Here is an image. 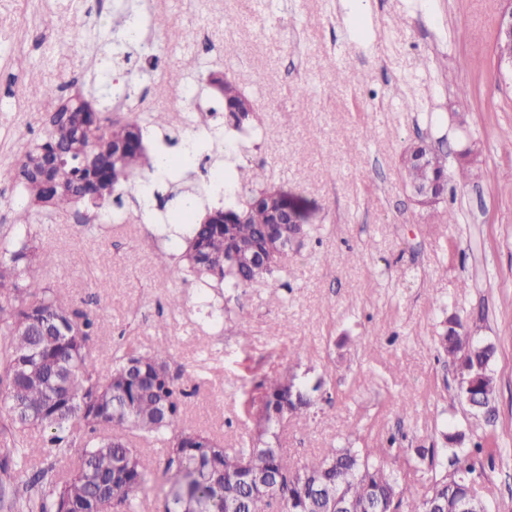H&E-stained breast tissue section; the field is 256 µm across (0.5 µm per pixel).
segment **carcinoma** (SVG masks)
I'll return each instance as SVG.
<instances>
[{
  "label": "carcinoma",
  "mask_w": 512,
  "mask_h": 512,
  "mask_svg": "<svg viewBox=\"0 0 512 512\" xmlns=\"http://www.w3.org/2000/svg\"><path fill=\"white\" fill-rule=\"evenodd\" d=\"M248 100L237 86L224 80L227 126L241 131L250 113L238 111ZM142 139L141 126L122 116L75 112L49 117L46 135L18 160L12 179L29 203L49 213L82 203L100 209L112 187L129 180L141 167H152L144 150L130 149L112 156V144ZM434 170L407 166L411 185L423 184L431 172L448 175L447 154L436 153ZM237 186L224 190V202L243 210L233 224L190 223L185 237V272L204 284L215 282L247 288L273 276L282 256L252 262L253 253L269 254L288 226L271 223L270 201L286 192L271 188L251 194L246 204L236 200ZM66 282L46 280L29 239H0V333L6 336L0 353V408L14 435L0 448V507L8 512H136L147 495L148 473L139 450L123 434L95 437L97 427L112 424L164 442V512H329L330 503L303 486L306 471L318 488H328L353 501L357 512H372L377 502L395 512H429L430 504L448 506L472 499V512L483 505L474 496L475 464L455 458L457 477L433 478L430 489L415 498L385 461L386 448H326L323 458L302 465L275 447L271 439L280 422L307 419L313 400L304 386L282 373H270L258 384L259 398L243 405L256 420L257 438L239 447L206 432L180 428L183 399L170 372V347L158 342L145 353H126L102 374L91 355L93 337L104 327L94 313L64 298ZM440 346L458 375H480L469 407L476 418L492 411L497 379L490 367L495 347L472 335L457 317L448 319ZM87 430L78 467L68 475L57 471L52 451L69 450L68 433ZM36 428L46 433L41 446L24 445L20 433ZM20 471L28 475L22 490L4 504V480Z\"/></svg>",
  "instance_id": "1"
}]
</instances>
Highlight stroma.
<instances>
[{
    "label": "stroma",
    "instance_id": "stroma-1",
    "mask_svg": "<svg viewBox=\"0 0 512 512\" xmlns=\"http://www.w3.org/2000/svg\"><path fill=\"white\" fill-rule=\"evenodd\" d=\"M512 0H0V237L15 231L19 194L9 176L45 136L57 102L37 86L69 84V97L113 110L120 95L163 78L141 110L171 121L148 150L180 136L182 118L224 127V100L209 84L222 73L253 104V131L236 136L233 166L251 189L282 188L307 205L306 235L272 279L234 290L184 280L182 233L170 217L178 194L207 186L224 159L209 142L195 163L166 180L159 222L144 217L134 183L90 220L78 204L43 215L31 207L42 268L68 284V298L106 323L92 355L109 368L117 353L159 340L188 390L183 425L241 444L255 434L242 402L265 374L320 383L307 420L283 422L279 448L303 464L324 449L388 448L411 494L446 473L442 433L464 432L463 451L496 439L494 467L477 469L487 512H512V74H499L495 20ZM142 26L126 34L125 17ZM206 20L216 48L193 55L186 31ZM195 55V54H194ZM344 82H336L337 73ZM109 82L113 93L103 96ZM191 84L197 105L175 100ZM468 95H461V86ZM447 153L440 202L417 205L403 157L417 142ZM472 148V176H456ZM458 221L445 223L443 212ZM356 254L346 262V254ZM335 256L327 264L325 256ZM167 264L170 273L159 277ZM182 304L169 305L172 295ZM477 324L494 344L498 392L489 418L459 396L457 374L438 345L448 316ZM435 449V467L414 451Z\"/></svg>",
    "mask_w": 512,
    "mask_h": 512
}]
</instances>
